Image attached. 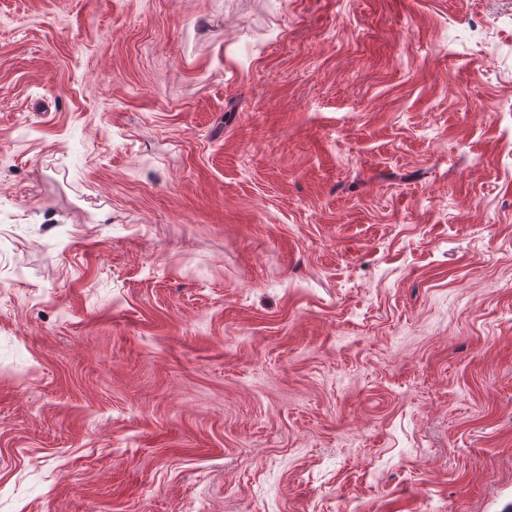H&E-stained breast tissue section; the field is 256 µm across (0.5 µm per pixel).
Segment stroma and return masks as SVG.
I'll list each match as a JSON object with an SVG mask.
<instances>
[{
  "mask_svg": "<svg viewBox=\"0 0 512 512\" xmlns=\"http://www.w3.org/2000/svg\"><path fill=\"white\" fill-rule=\"evenodd\" d=\"M0 512H512V0H0Z\"/></svg>",
  "mask_w": 512,
  "mask_h": 512,
  "instance_id": "1",
  "label": "stroma"
}]
</instances>
